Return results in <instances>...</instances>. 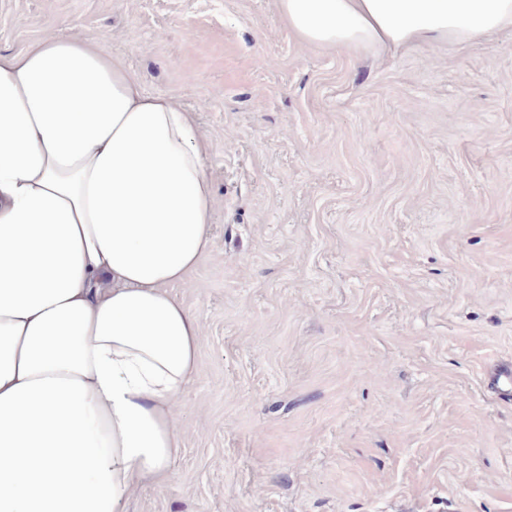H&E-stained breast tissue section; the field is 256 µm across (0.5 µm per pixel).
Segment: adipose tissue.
Returning a JSON list of instances; mask_svg holds the SVG:
<instances>
[{
  "label": "adipose tissue",
  "instance_id": "obj_1",
  "mask_svg": "<svg viewBox=\"0 0 512 512\" xmlns=\"http://www.w3.org/2000/svg\"><path fill=\"white\" fill-rule=\"evenodd\" d=\"M277 7L332 48L512 31V0ZM206 152L102 46L0 52V512H120L172 477L202 332L171 290L211 250Z\"/></svg>",
  "mask_w": 512,
  "mask_h": 512
}]
</instances>
